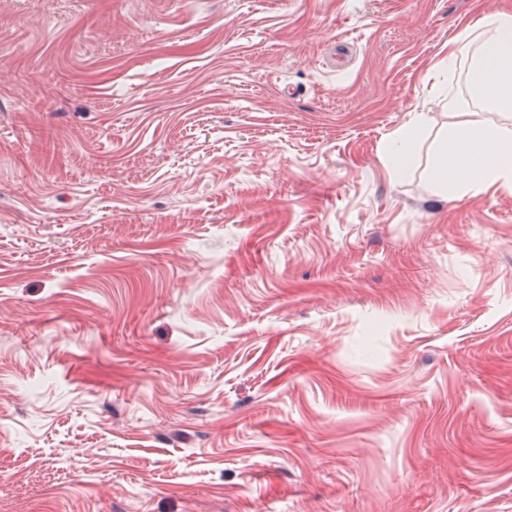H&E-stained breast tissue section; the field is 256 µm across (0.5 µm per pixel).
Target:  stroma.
Here are the masks:
<instances>
[{
	"instance_id": "obj_1",
	"label": "stroma",
	"mask_w": 512,
	"mask_h": 512,
	"mask_svg": "<svg viewBox=\"0 0 512 512\" xmlns=\"http://www.w3.org/2000/svg\"><path fill=\"white\" fill-rule=\"evenodd\" d=\"M491 9L0 0V512H512V183L430 176ZM421 123V115L415 116L409 123L397 130L395 136L387 143L386 150L393 158L399 176L405 175L412 165Z\"/></svg>"
}]
</instances>
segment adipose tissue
Wrapping results in <instances>:
<instances>
[{"label": "adipose tissue", "mask_w": 512, "mask_h": 512, "mask_svg": "<svg viewBox=\"0 0 512 512\" xmlns=\"http://www.w3.org/2000/svg\"><path fill=\"white\" fill-rule=\"evenodd\" d=\"M465 63L474 118L439 138L432 177L455 198L500 180L512 181V13L487 11L448 41L438 72Z\"/></svg>", "instance_id": "ef3b65f1"}]
</instances>
